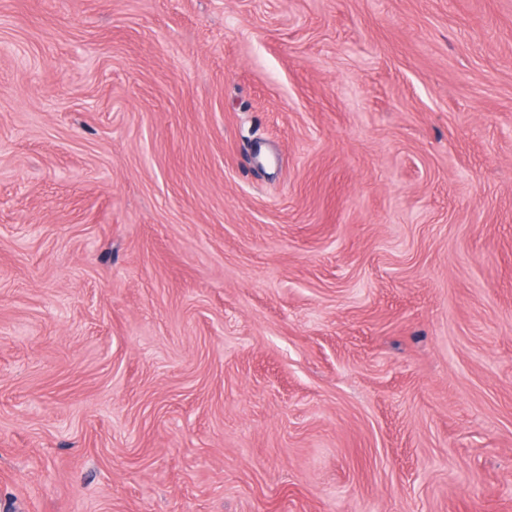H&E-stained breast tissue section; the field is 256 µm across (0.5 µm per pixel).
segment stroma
<instances>
[{
  "label": "stroma",
  "mask_w": 512,
  "mask_h": 512,
  "mask_svg": "<svg viewBox=\"0 0 512 512\" xmlns=\"http://www.w3.org/2000/svg\"><path fill=\"white\" fill-rule=\"evenodd\" d=\"M0 512H512V0H0Z\"/></svg>",
  "instance_id": "stroma-1"
}]
</instances>
